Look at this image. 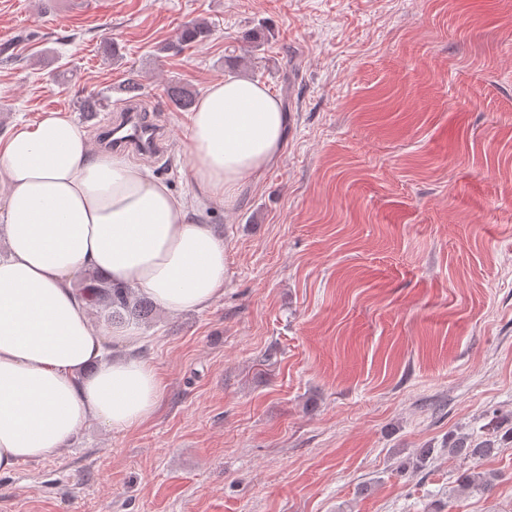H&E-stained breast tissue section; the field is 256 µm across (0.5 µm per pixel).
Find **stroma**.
Here are the masks:
<instances>
[{
  "label": "stroma",
  "instance_id": "obj_1",
  "mask_svg": "<svg viewBox=\"0 0 512 512\" xmlns=\"http://www.w3.org/2000/svg\"><path fill=\"white\" fill-rule=\"evenodd\" d=\"M199 19L207 43L158 54ZM131 68L167 130L135 164L173 194L196 187L170 83L263 84L284 151L190 209L227 277L134 324L153 416L0 473V512H512V444L485 493L448 452L512 417V0H0V137L59 110L97 143Z\"/></svg>",
  "mask_w": 512,
  "mask_h": 512
}]
</instances>
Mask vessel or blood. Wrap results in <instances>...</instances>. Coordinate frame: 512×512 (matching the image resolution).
<instances>
[{
  "label": "vessel or blood",
  "mask_w": 512,
  "mask_h": 512,
  "mask_svg": "<svg viewBox=\"0 0 512 512\" xmlns=\"http://www.w3.org/2000/svg\"><path fill=\"white\" fill-rule=\"evenodd\" d=\"M103 129L114 150L136 156L154 154L163 136L160 126L132 103L125 106L118 120L104 123Z\"/></svg>",
  "instance_id": "obj_1"
}]
</instances>
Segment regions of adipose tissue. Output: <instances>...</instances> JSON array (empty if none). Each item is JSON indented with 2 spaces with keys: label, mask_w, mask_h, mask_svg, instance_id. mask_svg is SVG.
<instances>
[{
  "label": "adipose tissue",
  "mask_w": 512,
  "mask_h": 512,
  "mask_svg": "<svg viewBox=\"0 0 512 512\" xmlns=\"http://www.w3.org/2000/svg\"><path fill=\"white\" fill-rule=\"evenodd\" d=\"M288 115L259 82L212 84L190 117L187 151L201 195L232 205L275 164ZM0 472L68 448L91 424L134 428L154 413L160 379L137 357L129 328L104 332L76 277L95 271L165 312L209 307L224 292V239L193 223L161 181L111 156L57 112L0 142Z\"/></svg>",
  "instance_id": "adipose-tissue-1"
}]
</instances>
